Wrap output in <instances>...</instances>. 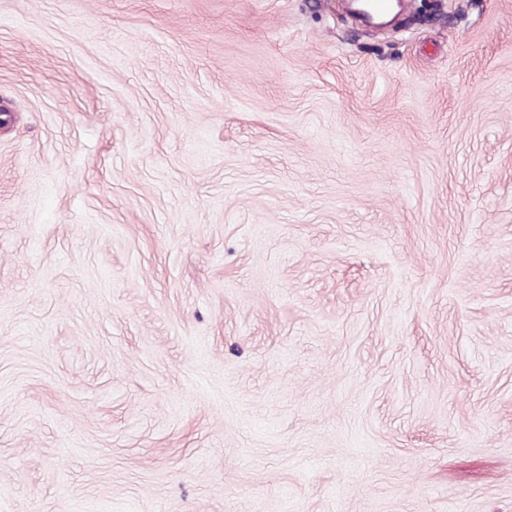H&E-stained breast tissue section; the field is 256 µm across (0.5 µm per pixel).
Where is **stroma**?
<instances>
[{
    "label": "stroma",
    "instance_id": "obj_1",
    "mask_svg": "<svg viewBox=\"0 0 512 512\" xmlns=\"http://www.w3.org/2000/svg\"><path fill=\"white\" fill-rule=\"evenodd\" d=\"M0 512H512V0H0ZM364 0H355L351 1L350 4V14L354 18L362 19L368 23H373L378 26L384 25L382 22L375 23L374 20L376 19L372 14L369 12L372 11L374 13H385L389 7L390 2L389 0H371L369 5V10L367 8V5L364 3Z\"/></svg>",
    "mask_w": 512,
    "mask_h": 512
}]
</instances>
